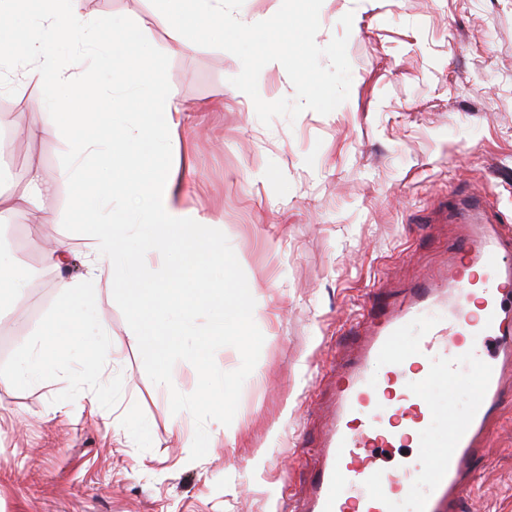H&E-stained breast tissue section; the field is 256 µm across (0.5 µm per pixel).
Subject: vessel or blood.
<instances>
[{"mask_svg": "<svg viewBox=\"0 0 512 512\" xmlns=\"http://www.w3.org/2000/svg\"><path fill=\"white\" fill-rule=\"evenodd\" d=\"M448 211L473 231L447 273L354 318L364 340L336 372L334 418L296 512H393L408 496L413 512H460L469 495L512 370V235L481 225L478 198H450ZM439 379L476 394L437 446L412 448L438 419L427 391Z\"/></svg>", "mask_w": 512, "mask_h": 512, "instance_id": "b4317fda", "label": "vessel or blood"}]
</instances>
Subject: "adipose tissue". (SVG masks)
<instances>
[{
  "mask_svg": "<svg viewBox=\"0 0 512 512\" xmlns=\"http://www.w3.org/2000/svg\"><path fill=\"white\" fill-rule=\"evenodd\" d=\"M39 29L32 41L26 60L16 67L11 77L18 85L42 84L49 73H57L58 83L49 98L41 101L28 113L26 129L31 138H38L48 126H56L59 136L69 134L67 126L58 124L57 115L69 107L70 97L90 82L81 60H74L67 68H59L52 51L62 33H75L87 45H94L97 37L83 9V0H37ZM113 86H139L142 93L159 105L158 116L143 121L129 137L128 148L114 145L111 132L74 141V157H100L109 167L125 169L129 177L106 189L95 226L93 245L89 255L87 275L94 281L110 280L115 267H123L126 277L122 294L131 308L141 312L148 331L147 348L164 365H174L185 359L204 360L210 352L211 338L223 335L226 324H245L252 314L250 291L240 285L216 303V314L207 337L186 343L182 337L189 324L190 305H174V293L186 290L191 298L204 302L210 295L202 285L190 283L187 273L202 252L201 230L214 225L210 216H200L184 210L174 193H167L139 225L136 256L127 253L129 225L112 221V201L120 197H134L151 193L156 183L154 175L144 173L145 158L159 155L167 140L176 135L178 124L173 114L177 110L175 91L171 83L155 79L137 84L132 73L116 70L112 73ZM24 185L8 199H0V222H7L14 213L32 206L51 211L56 207L57 186L44 179L37 167L30 166L23 175ZM175 256L174 264L164 271L162 287H153L148 264L151 260Z\"/></svg>",
  "mask_w": 512,
  "mask_h": 512,
  "instance_id": "adipose-tissue-1",
  "label": "adipose tissue"
}]
</instances>
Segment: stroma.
<instances>
[{
	"mask_svg": "<svg viewBox=\"0 0 512 512\" xmlns=\"http://www.w3.org/2000/svg\"><path fill=\"white\" fill-rule=\"evenodd\" d=\"M86 10L104 44L152 25L154 68L140 78L174 85L180 127L148 166L175 176L185 209L219 221L210 238L228 262L197 266L191 279L215 298L248 286L254 313L165 385L118 288L94 285L92 324L53 339L68 353L42 359L36 381L12 380L63 311L45 248L66 244L73 277H86L100 195L127 174L75 161L54 132L19 134L45 90L0 86V106L16 105L0 109L15 130L0 145V195L31 162L58 181L53 213L18 212L0 226V247L28 275L0 290V512H293L334 407L336 377L316 371L357 348L354 313L396 302L447 266L464 232L447 219L449 197L481 196L512 229V0H323L316 42L348 35L349 97L330 114L268 126L231 83L239 59L183 49L151 0H87ZM129 66L119 54L112 69ZM112 69L99 70L97 105L75 137L107 123L119 134L155 111L145 96L119 108ZM218 100L223 109L209 110ZM104 381L112 390L101 396ZM474 468L462 512H512V402Z\"/></svg>",
	"mask_w": 512,
	"mask_h": 512,
	"instance_id": "obj_1",
	"label": "stroma"
}]
</instances>
